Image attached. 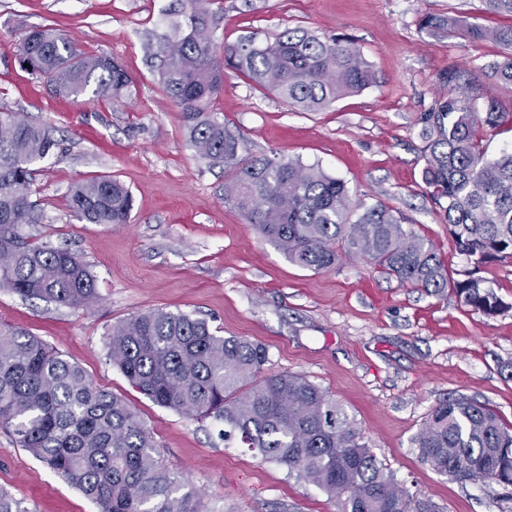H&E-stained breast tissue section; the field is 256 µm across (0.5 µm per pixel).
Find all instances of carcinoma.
<instances>
[{
    "mask_svg": "<svg viewBox=\"0 0 512 512\" xmlns=\"http://www.w3.org/2000/svg\"><path fill=\"white\" fill-rule=\"evenodd\" d=\"M485 2L511 23L489 29L425 14L420 27L470 43L493 41L502 55L490 65V78L512 85V0ZM217 26V12L200 0H182L156 55L162 88L179 109L190 147L224 169L225 203L299 267L330 271L347 251L412 288L450 293L488 315L508 307L480 272L512 261V149L493 161L483 150L484 135L512 123V112L501 111L481 87L470 96L457 93L463 72L450 67L440 75L447 93L419 119L425 193L471 265L464 278L454 279L433 244L394 210L378 203L349 222L344 181L275 151L246 152L215 113L227 68L290 106L320 112L376 84L360 51L347 40L294 29L272 42L244 38L219 54ZM17 56L58 98L117 99L134 86L119 61L89 54L51 28L28 31ZM56 146L46 127L0 108V289L87 309L98 295L84 260L22 233L24 225L42 219L31 200V165ZM69 202L89 224L131 221L132 193L116 178L72 186ZM107 347L112 364L155 404L223 423L224 440L236 437L262 458L288 466L327 493L337 512H410V494L361 443L343 405L302 375L265 374L264 345L220 336L192 314L156 309L113 325ZM0 428L99 512H205L197 494L162 463L152 435L123 399L40 338L2 325ZM415 447L424 464L454 481L512 486V427L485 404L463 397L441 401Z\"/></svg>",
    "mask_w": 512,
    "mask_h": 512,
    "instance_id": "1",
    "label": "carcinoma"
}]
</instances>
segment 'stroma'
I'll return each mask as SVG.
<instances>
[{
	"label": "stroma",
	"instance_id": "1",
	"mask_svg": "<svg viewBox=\"0 0 512 512\" xmlns=\"http://www.w3.org/2000/svg\"><path fill=\"white\" fill-rule=\"evenodd\" d=\"M176 0H0V107L47 125L57 147L35 162L32 197L43 220L31 241L82 255L97 303L73 310L0 289V322L27 330L124 399L152 433L163 464L208 512H337L314 485L284 465L224 441L220 423L155 405L112 365L105 337L118 321L153 309L205 318L221 336L266 346V373L305 376L354 417L363 442L395 480L436 512H512V488L458 483L422 463L413 444L430 410L463 396L512 424V261L490 265L511 307L488 315L387 277L366 258L343 254L316 272L288 262L224 202V172L187 145L180 113L158 81L150 46ZM215 40L271 41L301 28L356 46L376 85L321 112H301L224 74L219 118L248 152L277 150L342 179L354 214L383 203L430 239L448 272L468 267L439 208L426 196L419 117L444 92L455 66L487 84L499 58L420 28L423 14H456L497 27L484 0H222ZM51 27L91 53L118 59L135 82L131 97L62 100L16 56L26 31ZM111 175L134 197L127 224H90L68 204L71 187ZM0 489L28 512H99L97 505L0 432Z\"/></svg>",
	"mask_w": 512,
	"mask_h": 512
}]
</instances>
